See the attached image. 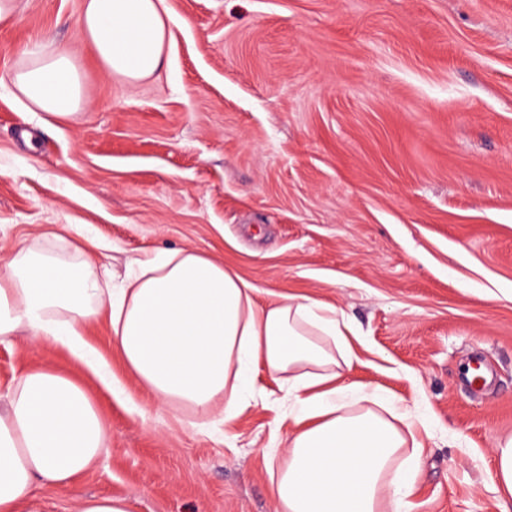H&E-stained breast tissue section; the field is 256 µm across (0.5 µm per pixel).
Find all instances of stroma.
Instances as JSON below:
<instances>
[{
	"label": "stroma",
	"instance_id": "1",
	"mask_svg": "<svg viewBox=\"0 0 512 512\" xmlns=\"http://www.w3.org/2000/svg\"><path fill=\"white\" fill-rule=\"evenodd\" d=\"M82 0H18L0 24V257L18 239L103 264L192 248L263 301L335 304L361 334L344 378L427 413L413 512H502L491 449L512 437V0H165L166 65L108 77ZM69 53L85 96L45 125L9 78ZM100 402L110 447L75 497L130 512H274L277 412L232 420L113 397L61 344L0 341V408L30 368ZM76 512H130L125 499L114 498L112 495L84 497L76 495Z\"/></svg>",
	"mask_w": 512,
	"mask_h": 512
}]
</instances>
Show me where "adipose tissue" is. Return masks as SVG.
<instances>
[{
	"instance_id": "obj_1",
	"label": "adipose tissue",
	"mask_w": 512,
	"mask_h": 512,
	"mask_svg": "<svg viewBox=\"0 0 512 512\" xmlns=\"http://www.w3.org/2000/svg\"><path fill=\"white\" fill-rule=\"evenodd\" d=\"M164 0H84L78 35L104 72L129 82L166 63ZM31 112L74 118L81 75L64 52L33 56L10 76ZM233 269L192 248L158 251L109 272L83 249L65 258L17 240L0 263V339L25 333L66 346L123 391L122 379L86 341L99 316L128 376L164 405L225 418L255 396L264 370L284 393L293 425L272 475L275 512H411L427 419L380 389L343 380L351 328L336 306L285 296L266 304ZM108 442L102 411L72 378L26 371L0 412V512H21L36 485H74ZM408 457H401L403 448Z\"/></svg>"
}]
</instances>
